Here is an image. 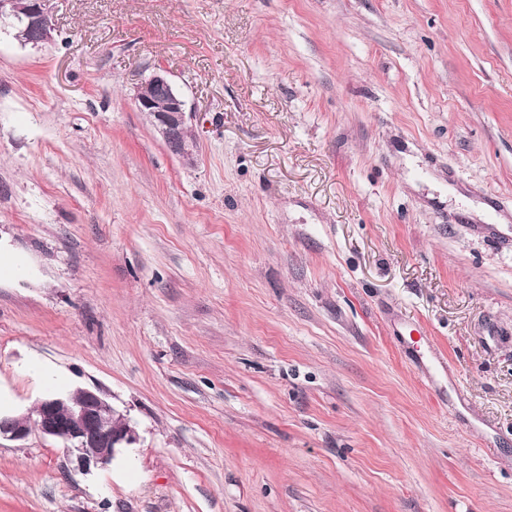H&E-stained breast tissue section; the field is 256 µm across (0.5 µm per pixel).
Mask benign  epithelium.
Returning a JSON list of instances; mask_svg holds the SVG:
<instances>
[{"label": "benign epithelium", "mask_w": 512, "mask_h": 512, "mask_svg": "<svg viewBox=\"0 0 512 512\" xmlns=\"http://www.w3.org/2000/svg\"><path fill=\"white\" fill-rule=\"evenodd\" d=\"M48 0H0V18L23 16L24 28L15 32L22 44L42 45L52 38ZM138 111L149 114L165 145L175 155L193 158L197 143L188 134L186 102L166 73L158 70L136 88ZM36 428L60 441L82 470L110 463L121 449L135 441L127 418L98 390L80 389L64 396L47 394L38 404L34 420L0 417V438L22 440Z\"/></svg>", "instance_id": "1"}]
</instances>
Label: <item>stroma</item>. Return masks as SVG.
Here are the masks:
<instances>
[{"label": "stroma", "instance_id": "1", "mask_svg": "<svg viewBox=\"0 0 512 512\" xmlns=\"http://www.w3.org/2000/svg\"><path fill=\"white\" fill-rule=\"evenodd\" d=\"M50 10L0 27V385L136 440L1 439L0 512H512V0ZM48 1L0 0V18L22 15L24 28L15 32V38L24 45H42L51 40L54 30ZM134 104L149 114L165 145L175 155L191 160L197 143L188 134L186 102L163 70L151 74L136 88ZM32 424L43 436L60 441L82 470L110 463L135 441L127 418L99 390L80 389L69 396L47 394ZM32 424L24 417H0V438L22 440Z\"/></svg>", "mask_w": 512, "mask_h": 512}]
</instances>
